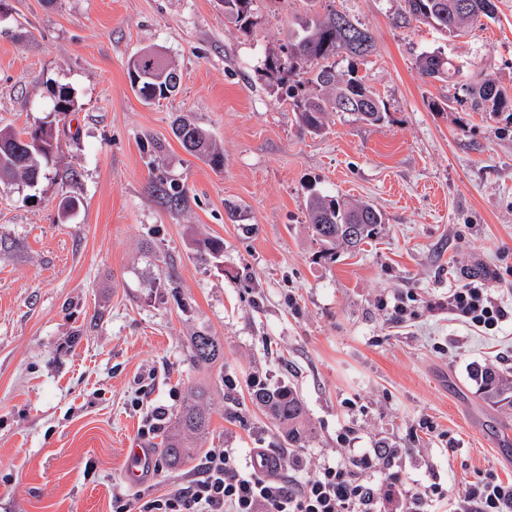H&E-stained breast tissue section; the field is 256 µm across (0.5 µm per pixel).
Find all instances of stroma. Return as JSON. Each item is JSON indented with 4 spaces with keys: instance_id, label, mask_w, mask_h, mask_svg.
Wrapping results in <instances>:
<instances>
[{
    "instance_id": "35a3bbf8",
    "label": "stroma",
    "mask_w": 512,
    "mask_h": 512,
    "mask_svg": "<svg viewBox=\"0 0 512 512\" xmlns=\"http://www.w3.org/2000/svg\"><path fill=\"white\" fill-rule=\"evenodd\" d=\"M331 8L371 31L358 73L388 119L333 112L315 135L265 73L303 0H256L246 32L222 0H6L0 128L44 121L54 85L75 106L53 123L40 182L0 186V512H113L118 493L140 512L187 485L198 463L170 467L159 443L195 386L212 398L207 448L284 454L250 401L257 379L302 394L308 466L336 457L346 431L353 448L403 449L414 492L485 470L512 481V403L485 402L471 378L487 363L512 375V320L487 334L448 312L450 289L474 280L512 310V105L475 112L466 93L483 78L512 91V0L455 37L402 24L400 0L316 5ZM436 48L461 67L451 81L416 70ZM146 49L180 73L151 105L127 75ZM178 116L209 130L223 168L185 152ZM160 181L186 189L183 206L153 192ZM315 192L372 202L377 237L321 258ZM65 193L81 201L66 219ZM206 237L222 256L200 258ZM398 296L414 311L402 323ZM198 332L224 344L212 366L190 358ZM138 438L153 466L132 488Z\"/></svg>"
}]
</instances>
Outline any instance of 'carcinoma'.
Wrapping results in <instances>:
<instances>
[{"label":"carcinoma","instance_id":"obj_1","mask_svg":"<svg viewBox=\"0 0 512 512\" xmlns=\"http://www.w3.org/2000/svg\"><path fill=\"white\" fill-rule=\"evenodd\" d=\"M254 0H224V15L240 29L247 31L253 24ZM495 0H401L400 14L407 21L430 24L449 35H455L468 25L496 17ZM300 30L288 31L280 54L269 59L267 70L277 76V84L285 89L297 112L299 126L320 134L331 112H351L360 120L378 125L387 119L384 101L368 89L358 76V62L368 57L374 48L371 32L346 14L333 8L316 14L299 24ZM348 61L344 70L336 69V57ZM133 69L128 71L132 90L147 103H155L177 92L180 77L174 67L154 51H142L133 57ZM423 78L437 81L452 79L459 73L448 55L440 50L424 52L416 60ZM470 105L482 109L487 102L503 104L508 93L485 80L469 91ZM53 112L63 115L72 111L71 89L61 85L53 90ZM42 122V128L16 132L0 128V184L23 181L38 182L55 156L44 151L30 155L26 138L46 139L52 131ZM172 133L189 153L205 158L213 167H224V153L213 144L207 130L183 117L173 123ZM308 229L321 251L333 256L336 249H355L369 243L376 235L384 216L365 201L347 203L337 197L314 194L306 203ZM198 252L218 257L224 252L220 238H205L198 242ZM191 359L199 365L214 363L224 354L223 343L215 336L200 332L190 337ZM473 376L483 396L494 403L512 394V378L500 373L491 364L475 367ZM251 402L262 408L268 417L284 431L286 445L301 448L312 428L306 418L302 396L292 388L270 389L261 382L253 384ZM210 392L204 386L192 389L186 401L171 420L160 445L169 465L177 467L193 458L194 444L209 434Z\"/></svg>","mask_w":512,"mask_h":512}]
</instances>
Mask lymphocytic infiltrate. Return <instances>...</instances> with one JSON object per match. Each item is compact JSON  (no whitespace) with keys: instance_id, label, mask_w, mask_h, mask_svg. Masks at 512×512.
Instances as JSON below:
<instances>
[{"instance_id":"lymphocytic-infiltrate-1","label":"lymphocytic infiltrate","mask_w":512,"mask_h":512,"mask_svg":"<svg viewBox=\"0 0 512 512\" xmlns=\"http://www.w3.org/2000/svg\"><path fill=\"white\" fill-rule=\"evenodd\" d=\"M448 311L470 326L496 330L508 317L486 288L471 283L448 294ZM398 448L364 452L341 449L336 459L308 470L302 456L288 458V475L270 476L233 448L206 455L187 486L148 500L144 512H427L449 504V512H512V483L486 471L462 491L432 483L423 492L406 490L394 465Z\"/></svg>"}]
</instances>
